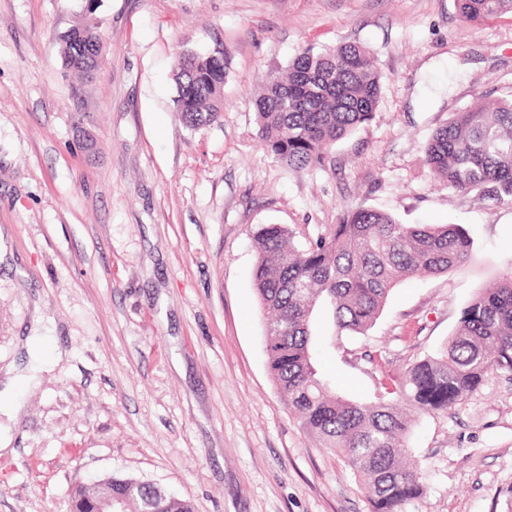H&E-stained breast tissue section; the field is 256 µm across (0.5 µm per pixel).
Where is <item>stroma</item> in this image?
<instances>
[{
	"instance_id": "1",
	"label": "stroma",
	"mask_w": 512,
	"mask_h": 512,
	"mask_svg": "<svg viewBox=\"0 0 512 512\" xmlns=\"http://www.w3.org/2000/svg\"><path fill=\"white\" fill-rule=\"evenodd\" d=\"M0 0V366L40 370L0 430V512H70V492L121 472L194 512H369L361 483L289 413L267 371L254 234L309 244L358 208L460 224L469 258L399 283L363 335L325 329L317 370L375 400L383 372L433 354L479 288L512 266V204L457 192L423 166L431 134L512 94V15L466 23L455 0ZM99 24L87 81L59 37ZM356 43L383 88L374 119L319 168L260 145L253 107L300 49ZM224 55V112L189 129L184 51ZM46 341L21 343L34 318ZM65 353L51 365L54 350ZM381 352V363L368 359ZM407 443L424 492L409 512H512V380L489 373Z\"/></svg>"
}]
</instances>
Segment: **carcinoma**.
Here are the masks:
<instances>
[{"instance_id": "1", "label": "carcinoma", "mask_w": 512, "mask_h": 512, "mask_svg": "<svg viewBox=\"0 0 512 512\" xmlns=\"http://www.w3.org/2000/svg\"><path fill=\"white\" fill-rule=\"evenodd\" d=\"M472 24L512 13V0H456ZM98 27L84 24L60 37L66 69L97 73L102 53L90 49ZM177 111L194 130L220 120L224 61L186 52L175 73ZM382 76L361 45L332 51L306 48L283 73L267 78L254 100L263 148L290 168L322 165L336 141L373 120ZM424 167L448 188L480 191L512 202V97L492 110L477 104L431 135ZM281 224L256 233L254 287L266 326L267 370L303 431L338 456L363 482L370 512H407L423 494L418 466L403 460L412 419L403 406L446 414L479 388L489 372L512 380V268L491 288L479 289L461 312L454 334L434 355L398 375L385 373L379 396L354 401L333 392L312 359L314 316L330 309L337 334H364L379 318L394 287L421 273H445L471 249L460 224H401L391 215L357 209L303 249ZM97 486L72 494V512H93ZM118 512H193L156 484L112 475Z\"/></svg>"}]
</instances>
